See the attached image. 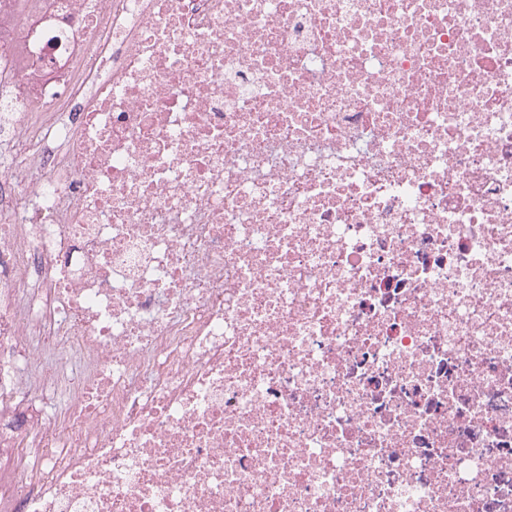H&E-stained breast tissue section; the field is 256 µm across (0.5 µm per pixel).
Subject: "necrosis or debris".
Segmentation results:
<instances>
[{
  "label": "necrosis or debris",
  "mask_w": 512,
  "mask_h": 512,
  "mask_svg": "<svg viewBox=\"0 0 512 512\" xmlns=\"http://www.w3.org/2000/svg\"><path fill=\"white\" fill-rule=\"evenodd\" d=\"M0 512H512V0H0Z\"/></svg>",
  "instance_id": "4bbe7bcc"
}]
</instances>
